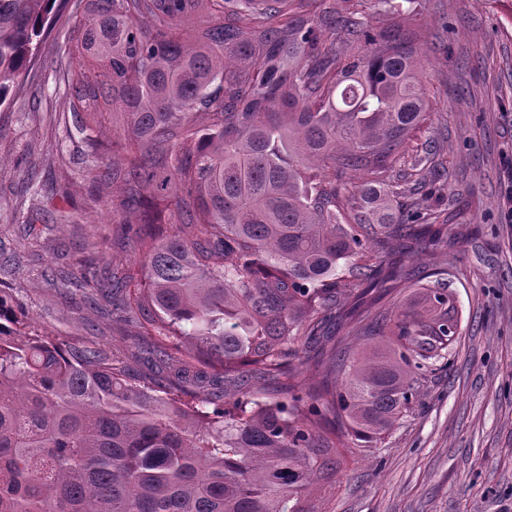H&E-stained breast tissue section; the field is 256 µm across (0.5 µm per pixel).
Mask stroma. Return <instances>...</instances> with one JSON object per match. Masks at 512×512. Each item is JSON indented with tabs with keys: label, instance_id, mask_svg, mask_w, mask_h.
<instances>
[{
	"label": "stroma",
	"instance_id": "1",
	"mask_svg": "<svg viewBox=\"0 0 512 512\" xmlns=\"http://www.w3.org/2000/svg\"><path fill=\"white\" fill-rule=\"evenodd\" d=\"M422 74L431 88L422 137L440 136L445 172L432 187L452 226L475 228L451 251L426 257L427 268L456 259L448 282L462 311L450 361L425 377L424 393L383 448L339 476L329 512H512V224L500 210L503 164L512 158V0H417ZM63 45H41L23 84L0 107V288L38 332L60 341L111 332L107 319L47 287V267L88 259L100 273L134 255L114 241L119 212L110 186L93 182L96 161L72 131L64 88ZM68 174L71 197L52 195ZM41 188L47 237L24 224L28 179ZM22 257L14 271L12 260Z\"/></svg>",
	"mask_w": 512,
	"mask_h": 512
}]
</instances>
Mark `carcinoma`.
<instances>
[{"mask_svg":"<svg viewBox=\"0 0 512 512\" xmlns=\"http://www.w3.org/2000/svg\"><path fill=\"white\" fill-rule=\"evenodd\" d=\"M361 2L74 0L67 111L139 267L46 282L109 303L146 372L25 331L0 289V512H326L345 442L407 415L460 321L443 270L407 264L443 243L416 11ZM55 3L0 0V107ZM359 285L402 297L345 309Z\"/></svg>","mask_w":512,"mask_h":512,"instance_id":"cac0c4a2","label":"carcinoma"}]
</instances>
